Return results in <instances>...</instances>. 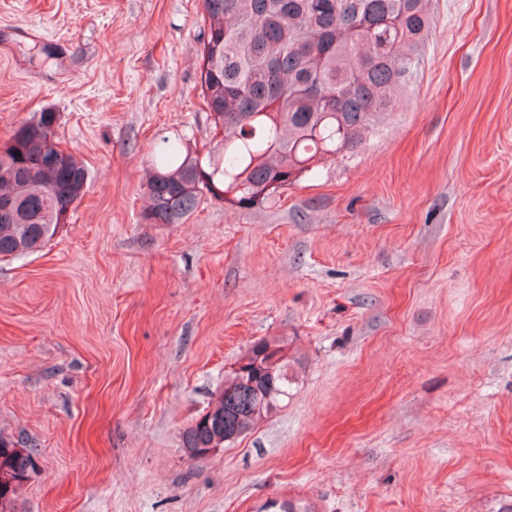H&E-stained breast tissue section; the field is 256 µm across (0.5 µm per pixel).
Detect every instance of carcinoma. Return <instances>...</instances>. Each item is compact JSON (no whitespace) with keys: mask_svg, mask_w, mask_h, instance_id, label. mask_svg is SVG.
<instances>
[{"mask_svg":"<svg viewBox=\"0 0 512 512\" xmlns=\"http://www.w3.org/2000/svg\"><path fill=\"white\" fill-rule=\"evenodd\" d=\"M200 83L224 132L207 161L166 144L147 184L148 218L181 224L203 194L254 209L324 161L351 157L393 111L421 61L432 0H202ZM56 115L21 122L0 150V257L38 251L82 197L85 167L54 140ZM287 356L260 339L181 433L192 459L222 448L290 396ZM35 468L0 436V512Z\"/></svg>","mask_w":512,"mask_h":512,"instance_id":"cac0c4a2","label":"carcinoma"}]
</instances>
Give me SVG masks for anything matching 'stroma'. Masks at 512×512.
Listing matches in <instances>:
<instances>
[{"label": "stroma", "instance_id": "stroma-1", "mask_svg": "<svg viewBox=\"0 0 512 512\" xmlns=\"http://www.w3.org/2000/svg\"><path fill=\"white\" fill-rule=\"evenodd\" d=\"M392 115L352 159L153 224L163 140L206 158L202 0H0V148L58 113L85 192L0 258L11 512H498L512 503V0H433ZM50 46L49 62L31 58ZM262 338L291 396L209 457L181 433ZM34 468L33 453L27 449L26 443L22 446L0 436V512H7L10 508L11 498L3 499L5 493L10 490V495L14 494Z\"/></svg>", "mask_w": 512, "mask_h": 512}]
</instances>
